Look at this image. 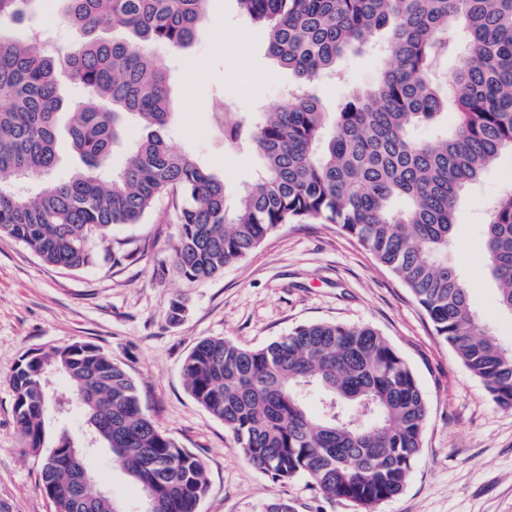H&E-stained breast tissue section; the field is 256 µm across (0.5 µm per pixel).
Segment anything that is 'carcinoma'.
I'll return each instance as SVG.
<instances>
[{
    "mask_svg": "<svg viewBox=\"0 0 512 512\" xmlns=\"http://www.w3.org/2000/svg\"><path fill=\"white\" fill-rule=\"evenodd\" d=\"M37 2L0 0V235L47 264L78 269L92 262L93 239L143 223L172 195L179 230L160 272L201 284L285 224H336L411 291L493 401L512 408V351L480 327L467 283L448 263L461 192L512 153V0H236L240 16L266 29L268 54L296 85L284 103L224 120V142L261 159L257 182L233 204L223 179L169 147L170 76L151 52L189 49L206 0H55L70 36L51 49L17 28ZM376 47L387 60L377 81L325 111L310 86L336 76L346 53ZM450 56L458 64L440 73ZM65 79L81 90L71 103ZM450 108L453 127L417 137ZM129 115L149 132L107 177ZM62 134L82 166L54 179ZM485 269L499 307L512 313V186L487 211ZM182 371L195 402L274 478L304 475L359 512L406 487L428 404L410 366L372 327L304 324L257 347L208 337ZM53 373L67 382L65 401L48 387ZM10 386L54 512H118L111 498L70 490L79 446L68 433L42 455L48 412L71 406L140 487L145 512H197L205 465L143 410L134 379L103 347L76 341L27 352Z\"/></svg>",
    "mask_w": 512,
    "mask_h": 512,
    "instance_id": "obj_1",
    "label": "carcinoma"
}]
</instances>
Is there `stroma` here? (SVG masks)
Returning <instances> with one entry per match:
<instances>
[{
	"mask_svg": "<svg viewBox=\"0 0 512 512\" xmlns=\"http://www.w3.org/2000/svg\"><path fill=\"white\" fill-rule=\"evenodd\" d=\"M206 11L220 34L202 33L185 52L158 51L172 70L174 115L166 138L223 177L233 195L253 183L260 159L225 144L213 109L227 102L263 111L284 98L293 77L282 71L263 79L275 66L267 32L245 22L235 0H207ZM381 64L369 52L348 56L339 65L342 78L319 81L312 91L326 111H336L352 87L374 82ZM232 71L237 79H229ZM509 184L512 156L505 154L462 195L448 253L482 325L507 348L512 315L499 309L480 258L487 204ZM177 235L168 197L143 223L96 241L92 263L80 269L46 264L0 235V512H52L39 487L40 460L22 451L9 378L26 352L80 340L106 348L134 378L143 408L161 430L201 458L208 490L198 512H260L280 500L293 512H357L352 502L327 499L307 477L282 481L252 466L223 422L192 399L182 376L186 355L201 339L258 346L316 321L377 329L410 366L428 403L411 477L377 512H512V408L492 400L436 335L410 290L354 238L334 224H287L220 276L189 286L158 274ZM178 297L186 312L173 323L169 304ZM109 458L101 450L90 459L106 472L101 489L121 512H140V491Z\"/></svg>",
	"mask_w": 512,
	"mask_h": 512,
	"instance_id": "35a3bbf8",
	"label": "stroma"
}]
</instances>
